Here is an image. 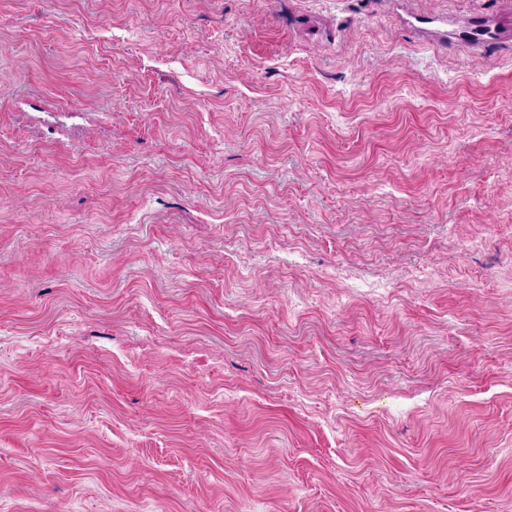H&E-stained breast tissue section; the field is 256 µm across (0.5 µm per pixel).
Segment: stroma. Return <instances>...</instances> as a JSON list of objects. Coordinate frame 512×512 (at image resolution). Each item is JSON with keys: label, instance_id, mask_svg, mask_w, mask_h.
<instances>
[{"label": "stroma", "instance_id": "1", "mask_svg": "<svg viewBox=\"0 0 512 512\" xmlns=\"http://www.w3.org/2000/svg\"><path fill=\"white\" fill-rule=\"evenodd\" d=\"M0 512H512V0H0ZM467 37L466 45L475 48L483 43H489L495 40V34L489 25L481 20L469 22L468 26L462 32Z\"/></svg>", "mask_w": 512, "mask_h": 512}]
</instances>
